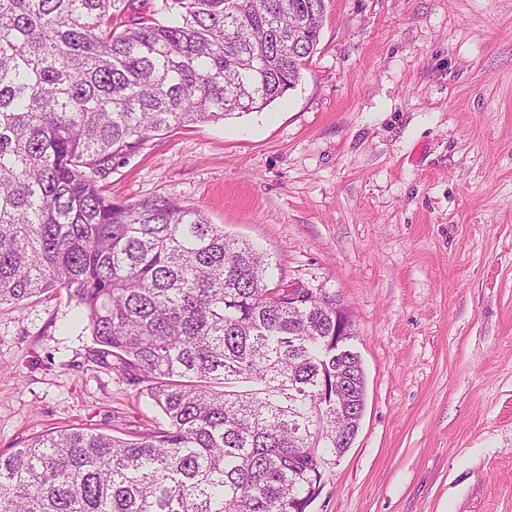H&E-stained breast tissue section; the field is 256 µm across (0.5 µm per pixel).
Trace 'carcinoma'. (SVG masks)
Segmentation results:
<instances>
[{
	"mask_svg": "<svg viewBox=\"0 0 512 512\" xmlns=\"http://www.w3.org/2000/svg\"><path fill=\"white\" fill-rule=\"evenodd\" d=\"M0 0V304L64 292L96 355L164 427L70 428L0 454V512H308L359 429L366 377L336 303L304 310L273 263L194 208L106 194L153 134L260 111L295 88L325 0ZM318 449V456L307 452Z\"/></svg>",
	"mask_w": 512,
	"mask_h": 512,
	"instance_id": "carcinoma-1",
	"label": "carcinoma"
}]
</instances>
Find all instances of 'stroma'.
<instances>
[{"label": "stroma", "instance_id": "stroma-1", "mask_svg": "<svg viewBox=\"0 0 512 512\" xmlns=\"http://www.w3.org/2000/svg\"><path fill=\"white\" fill-rule=\"evenodd\" d=\"M292 90L151 136L105 179L336 295L366 406L309 512H512V0H326ZM78 304L0 305V452L164 422Z\"/></svg>", "mask_w": 512, "mask_h": 512}]
</instances>
